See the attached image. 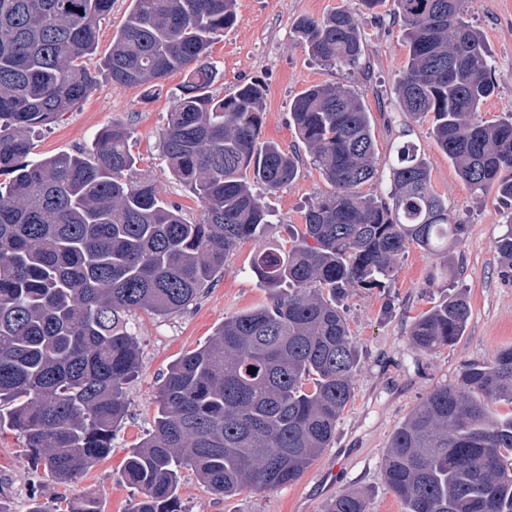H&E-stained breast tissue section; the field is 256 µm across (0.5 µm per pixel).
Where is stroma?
Instances as JSON below:
<instances>
[{"instance_id": "stroma-1", "label": "stroma", "mask_w": 512, "mask_h": 512, "mask_svg": "<svg viewBox=\"0 0 512 512\" xmlns=\"http://www.w3.org/2000/svg\"><path fill=\"white\" fill-rule=\"evenodd\" d=\"M346 8L355 13L363 34L365 58L356 67H328L299 44L294 28L305 16L320 18ZM467 18L482 33L491 58L497 92L482 107L488 122L512 113V0H468ZM407 47L401 19L391 0L365 10L358 0H238L237 21L225 30L211 54L222 73L212 91L219 96L242 84L258 82L268 90L261 140L284 150L298 145L290 121L292 99L310 85L335 82L357 92L372 115L377 176L364 190L374 196L390 190L389 165L401 130L425 155L435 190L466 231L448 257V275H440L434 259L417 247L401 256L394 280L384 288H354L343 299L350 335L360 364L354 398L336 425V435L295 482L272 491L251 489L224 498L207 491L191 469H184L178 489L182 512H325L337 494H364L370 512H404L401 501L385 486L383 464L392 433L437 386L457 377L473 360H490L512 345V282L502 280L493 241L507 229L512 201L495 191L477 193L459 176L435 144L430 118L406 120L395 107L394 86L405 64ZM183 73L170 74L155 97L141 88L101 78L76 111L36 131L37 156L74 153L87 147L112 122L131 131L130 146L139 174L154 178L164 200L178 204L189 222L201 217L197 198L170 177L159 148L166 114ZM328 188L310 158L299 163L296 178L278 189L254 191L276 213L265 241L287 244L288 227L302 221L304 208ZM258 244L247 241L228 256L223 270L198 299L167 317L137 312L133 324L140 344V368L126 388L127 416L116 429L111 454L68 485L46 483L21 453L22 441L0 432V507L29 512L40 504L53 512L59 503L91 495L104 512H132L138 489L123 483L122 468L130 448L154 426L163 378L173 361L204 345L226 317L266 305L269 296L250 270ZM464 296L470 316L462 336L432 354L417 352L409 342L415 318L440 303L448 293Z\"/></svg>"}]
</instances>
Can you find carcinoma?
Masks as SVG:
<instances>
[{"mask_svg":"<svg viewBox=\"0 0 512 512\" xmlns=\"http://www.w3.org/2000/svg\"><path fill=\"white\" fill-rule=\"evenodd\" d=\"M467 0H394L408 55L395 86L398 109L432 118V133L476 192L512 200V113L479 119L496 94L482 33ZM112 34L103 75L159 93L173 72L188 79L168 112L160 148L172 176L199 200L191 224L136 176L130 132L102 129L85 151L34 157L33 133L87 98L98 83L86 59L112 0H0V430L22 439L55 484L76 481L112 451L126 417L125 389L140 347L137 310L172 315L197 300L224 261L259 241L272 211L253 192L293 181L299 155L260 140L266 88L210 93V48L236 21L237 0H130ZM309 55L329 67L364 56L354 13L337 9L295 26ZM295 135L330 185L302 215L291 245L259 248L252 271L270 303L224 319L207 344L183 354L161 385L154 429L128 452L123 478L141 497L133 512H182V469L213 494L295 482L328 448L350 403L359 354L339 302L352 288H380L416 245L448 265L465 233L410 142L377 175L362 98L336 83L307 87L291 104ZM512 277V228L495 238ZM469 305L460 295L421 314L410 343L422 353L453 345ZM512 346L463 365L391 435L384 482L405 512H512ZM60 512H103L94 496ZM327 512H369L344 492Z\"/></svg>","mask_w":512,"mask_h":512,"instance_id":"cac0c4a2","label":"carcinoma"}]
</instances>
